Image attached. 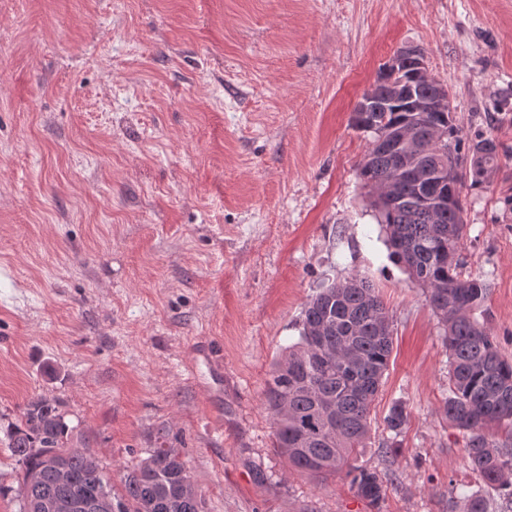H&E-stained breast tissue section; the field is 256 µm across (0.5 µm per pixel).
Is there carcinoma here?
<instances>
[{"instance_id": "cac0c4a2", "label": "carcinoma", "mask_w": 512, "mask_h": 512, "mask_svg": "<svg viewBox=\"0 0 512 512\" xmlns=\"http://www.w3.org/2000/svg\"><path fill=\"white\" fill-rule=\"evenodd\" d=\"M407 103L396 102L390 83L380 79L367 109H355L354 125L370 134V147L358 177L370 189L392 174V156L378 143L409 124ZM428 122L446 133L444 147L470 159L463 178L483 184L499 170V152L471 157L483 135L465 141L455 113L430 112ZM376 212L392 256L424 290L425 300L444 330L448 349L450 395L448 422L466 437L465 452L474 471L512 499V442L499 441L507 426L512 439V360L504 358L489 326L475 317L487 283L462 273V187L448 186V206L432 214L408 186L390 206L375 197ZM393 347L391 318L375 288L365 279L332 284L313 295L302 311L297 342L288 346L265 382L264 406L274 428V447L296 470L312 477L345 472L357 494L373 505L385 497L380 476L352 465L370 439L371 406L381 386ZM403 407L385 417V429L399 433L406 423ZM74 428L60 402L47 396L28 401L6 430L11 457L23 473L20 512L44 499L83 497L99 487L112 494L117 512H203L200 495L176 496L186 478L180 451L163 443L124 474V493L88 457L69 446ZM70 482H57L56 467Z\"/></svg>"}]
</instances>
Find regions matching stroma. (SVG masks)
Here are the masks:
<instances>
[{"label":"stroma","mask_w":512,"mask_h":512,"mask_svg":"<svg viewBox=\"0 0 512 512\" xmlns=\"http://www.w3.org/2000/svg\"><path fill=\"white\" fill-rule=\"evenodd\" d=\"M409 45L464 136L501 145L463 188L462 258L512 359V0H0V429L57 398L116 483L166 430L205 512H512L444 415L443 328L357 175L352 111ZM353 277L393 319L357 460L377 510L293 470L262 404L307 300Z\"/></svg>","instance_id":"1"}]
</instances>
